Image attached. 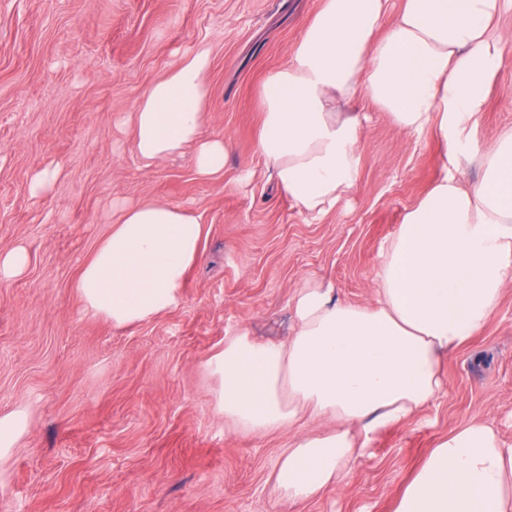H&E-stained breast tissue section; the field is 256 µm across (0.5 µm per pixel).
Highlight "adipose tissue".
I'll return each instance as SVG.
<instances>
[{
    "label": "adipose tissue",
    "instance_id": "obj_1",
    "mask_svg": "<svg viewBox=\"0 0 512 512\" xmlns=\"http://www.w3.org/2000/svg\"><path fill=\"white\" fill-rule=\"evenodd\" d=\"M507 0H322L287 66L260 88L257 149L279 187L309 217L355 189L363 134L359 98L403 132L437 127L444 156L479 158L462 187L442 177L404 215L380 250L374 301L336 299L318 282L295 290L288 344L225 337L209 365L220 375L225 419L249 432L293 426L304 411L332 421L294 433L274 477L303 502L340 485L377 436L446 392L443 361L498 309L512 282V127L482 147L465 138L487 89L507 64L498 22ZM211 50L199 47L134 105L137 155L159 162L193 148L201 177L224 174L227 146L202 135ZM204 226L190 210L122 207L77 279L88 314L127 329L174 308ZM395 512H512V447L472 422L432 448Z\"/></svg>",
    "mask_w": 512,
    "mask_h": 512
}]
</instances>
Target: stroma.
Here are the masks:
<instances>
[{
    "mask_svg": "<svg viewBox=\"0 0 512 512\" xmlns=\"http://www.w3.org/2000/svg\"><path fill=\"white\" fill-rule=\"evenodd\" d=\"M322 0H0V249L29 265L0 281V414L27 407L28 434L0 462V512H393L431 448L482 421L512 446V283L482 330L445 364L448 392L383 432L338 488L293 502L273 487L290 434L235 429L207 365L225 337L293 333L306 280L369 304L382 243L441 176L439 131L398 130L365 100L356 189L313 219L280 190L256 150L264 77L287 64ZM209 46L205 136L229 146L224 177L190 155L145 164L136 100ZM512 124V66L494 78L471 139ZM59 168L45 196L35 171ZM256 173L252 183L243 170ZM192 210L205 228L178 306L127 330L87 314L75 288L118 203Z\"/></svg>",
    "mask_w": 512,
    "mask_h": 512,
    "instance_id": "obj_1",
    "label": "stroma"
}]
</instances>
